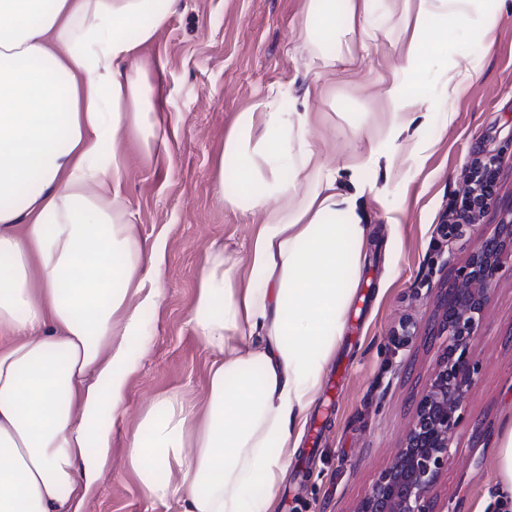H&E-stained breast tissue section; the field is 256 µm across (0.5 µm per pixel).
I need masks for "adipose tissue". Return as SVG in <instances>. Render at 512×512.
Segmentation results:
<instances>
[{"mask_svg": "<svg viewBox=\"0 0 512 512\" xmlns=\"http://www.w3.org/2000/svg\"><path fill=\"white\" fill-rule=\"evenodd\" d=\"M377 0H305L300 28L322 94L375 40ZM177 0H0V512H80L111 448L142 313L163 299L164 245L144 247L120 197L122 139L154 93L139 60ZM507 0H401L386 133L350 130L352 191L312 142L311 112L284 115L272 87L239 113L219 162L225 205L262 213L247 272L209 256L190 322L214 353L205 403L171 393L133 434L149 500L180 512H272L296 430L343 333L366 238L359 197L381 161L431 146L412 130L418 79L448 31L495 42ZM410 142H402L404 132ZM281 204L268 209L271 198ZM512 496V409L492 437Z\"/></svg>", "mask_w": 512, "mask_h": 512, "instance_id": "obj_1", "label": "adipose tissue"}]
</instances>
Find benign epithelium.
<instances>
[{
  "label": "benign epithelium",
  "instance_id": "obj_1",
  "mask_svg": "<svg viewBox=\"0 0 512 512\" xmlns=\"http://www.w3.org/2000/svg\"><path fill=\"white\" fill-rule=\"evenodd\" d=\"M508 263L512 265V213L472 251L446 290L441 302L443 352L394 462L378 474L355 512H433L431 493L448 468L464 400L480 379L472 349L496 294L497 275Z\"/></svg>",
  "mask_w": 512,
  "mask_h": 512
}]
</instances>
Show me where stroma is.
I'll use <instances>...</instances> for the list:
<instances>
[{"mask_svg": "<svg viewBox=\"0 0 512 512\" xmlns=\"http://www.w3.org/2000/svg\"><path fill=\"white\" fill-rule=\"evenodd\" d=\"M303 0H181L142 60L155 94L143 111L142 137L124 142L126 171L120 193L144 244L163 241L158 309L144 312L135 344V371L115 418L109 461L82 512H176L153 503L126 462L129 441L146 410L163 394L186 404L205 399L213 360L190 324L198 271L211 251L247 268L259 215L224 205L216 195L218 160L236 120L269 87L288 90L291 111L309 80V52L298 36ZM369 43L326 80L310 99L313 144L331 167L342 168L357 148L348 136L351 115L364 113L372 134L383 132L384 81L394 69L392 44ZM477 58L481 77L454 105L445 123L439 105L442 63L421 76L434 115L425 134L435 145L420 161L397 158L380 166L381 192L362 204L369 241L344 333L320 392L307 412L318 440L302 439L280 485L276 512H354L377 474L390 466L412 421L441 351L439 304L480 237L491 236L512 207V13L501 20L494 46L475 34L448 31V54ZM501 156L498 202L464 237L447 241L443 229L462 197L463 175L474 159ZM399 226H391L390 217ZM416 327L409 343L398 335ZM473 357L480 381L464 402L458 437L432 497L436 512H476L498 479L486 437L512 403V269L498 274Z\"/></svg>", "mask_w": 512, "mask_h": 512, "instance_id": "1", "label": "stroma"}]
</instances>
